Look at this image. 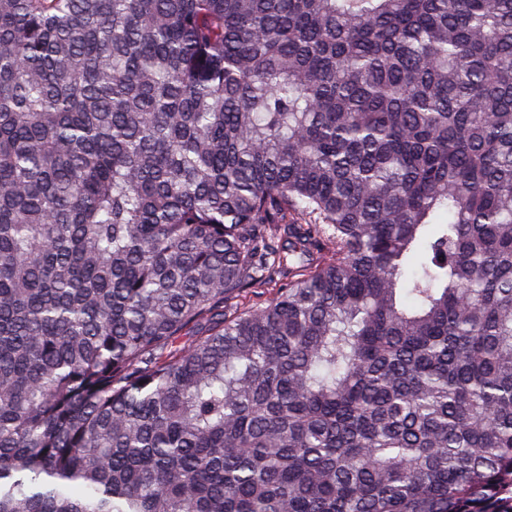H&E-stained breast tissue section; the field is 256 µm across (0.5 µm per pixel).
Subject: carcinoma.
Instances as JSON below:
<instances>
[{
  "label": "carcinoma",
  "mask_w": 512,
  "mask_h": 512,
  "mask_svg": "<svg viewBox=\"0 0 512 512\" xmlns=\"http://www.w3.org/2000/svg\"><path fill=\"white\" fill-rule=\"evenodd\" d=\"M0 512H512V0H0Z\"/></svg>",
  "instance_id": "obj_1"
}]
</instances>
